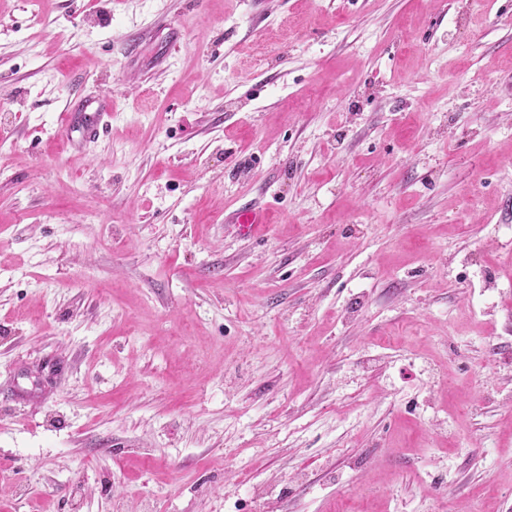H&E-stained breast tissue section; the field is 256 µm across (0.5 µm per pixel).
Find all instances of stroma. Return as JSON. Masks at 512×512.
<instances>
[{
    "label": "stroma",
    "instance_id": "obj_1",
    "mask_svg": "<svg viewBox=\"0 0 512 512\" xmlns=\"http://www.w3.org/2000/svg\"><path fill=\"white\" fill-rule=\"evenodd\" d=\"M0 512H512V0H0ZM112 112V102L106 98H91L85 100L83 112L66 114V121L59 129V135L70 146L76 144V135L91 138L96 135L101 123ZM230 222L240 236L251 239L265 229L267 219L263 210L243 208L233 214Z\"/></svg>",
    "mask_w": 512,
    "mask_h": 512
}]
</instances>
